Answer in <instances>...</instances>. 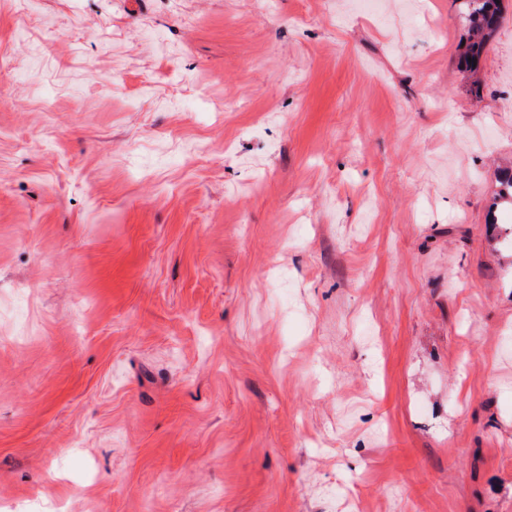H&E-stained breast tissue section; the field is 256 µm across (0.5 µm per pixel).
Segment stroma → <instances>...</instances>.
<instances>
[{
    "label": "stroma",
    "mask_w": 512,
    "mask_h": 512,
    "mask_svg": "<svg viewBox=\"0 0 512 512\" xmlns=\"http://www.w3.org/2000/svg\"><path fill=\"white\" fill-rule=\"evenodd\" d=\"M501 8L0 0V512H512ZM462 20L469 38L459 64L475 72L482 60L489 37L497 29L501 17V0H459ZM472 59V62H469ZM476 59V63H473Z\"/></svg>",
    "instance_id": "1"
}]
</instances>
